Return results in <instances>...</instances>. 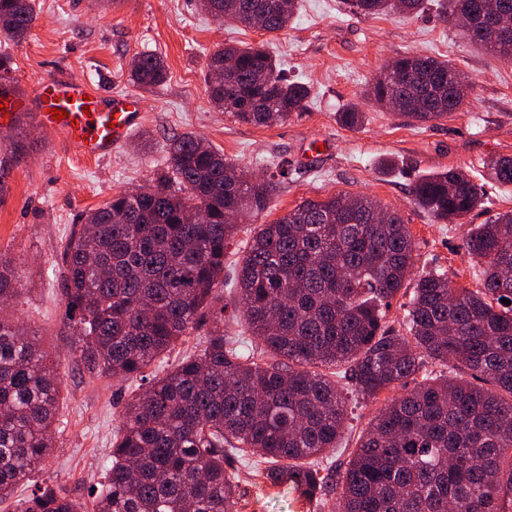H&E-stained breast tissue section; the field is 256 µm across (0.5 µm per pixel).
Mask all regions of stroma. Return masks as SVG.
Returning a JSON list of instances; mask_svg holds the SVG:
<instances>
[{
    "instance_id": "stroma-1",
    "label": "stroma",
    "mask_w": 512,
    "mask_h": 512,
    "mask_svg": "<svg viewBox=\"0 0 512 512\" xmlns=\"http://www.w3.org/2000/svg\"><path fill=\"white\" fill-rule=\"evenodd\" d=\"M37 0L38 18L19 42L0 37V79L31 95L38 82L70 75L105 91L135 94L144 123L112 157L91 160L68 146L50 126L25 121L0 125V254L14 259L27 288L9 311L37 328L45 348L56 354L60 372V423L54 452L0 512H14L40 484H54L92 505L111 465L112 436L137 383L92 377L72 351L66 302L56 264L65 239L85 215L113 195L150 184L167 172V142L191 133L223 151L251 178L271 174L278 159L291 168L269 206L238 217L239 231L224 256V324L243 338L251 333L233 306L237 264L251 233L301 202L338 193L377 197L399 211L416 243L414 271H447L457 286L480 282L459 245L468 227L512 210V187L485 184V163L512 156V61L471 46L459 29L441 24L440 0H426L419 16L391 13L365 18L345 0H299L288 29L274 36L231 23L218 24L199 0ZM268 42L288 78L306 83L304 111L271 126L238 122L210 103L208 58L226 44ZM143 52L162 56L167 79L150 90L135 89L131 60ZM424 54L449 60L471 82L465 105L447 118L411 124L369 97L374 79L396 58ZM360 104L362 125H343L338 114ZM324 142L313 151L314 142ZM460 169L484 183L485 205L461 224H440L416 207L410 187L437 171ZM388 399L367 401L348 394L341 447L329 455L328 470L340 472L358 436ZM239 476V512H336L334 501L315 508L285 488L253 479L247 457L233 461Z\"/></svg>"
}]
</instances>
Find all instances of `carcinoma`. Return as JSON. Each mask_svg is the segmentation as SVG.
<instances>
[{
	"label": "carcinoma",
	"instance_id": "cac0c4a2",
	"mask_svg": "<svg viewBox=\"0 0 512 512\" xmlns=\"http://www.w3.org/2000/svg\"><path fill=\"white\" fill-rule=\"evenodd\" d=\"M213 17L263 31L288 28L298 0H213ZM359 15H418L425 0H346ZM36 0H0V36L24 39ZM483 12L512 18V0H443L438 20ZM468 40L512 59V35ZM234 63L221 83L207 78L213 106L238 121L269 126L306 107L309 87L286 78L267 43L228 45L208 71ZM397 80L376 78L371 96L403 117L428 123L460 109L470 82L452 62L403 55ZM164 59L131 61L139 88L162 84ZM352 104L340 121L356 127ZM168 172L151 191L112 197L75 225L61 252L60 287L87 372L147 381L125 406L111 467L94 512H238L232 459L255 458V476L305 502L337 495L341 512H512V210L470 229L464 257L481 288H459L445 271L416 280L403 331L386 310L414 266L416 245L402 215L368 196L305 200L259 225L235 279V305L254 336L224 330V255L237 227L230 212L263 211L278 180L248 179L224 153L183 134L168 144ZM488 179L512 186V157L486 162ZM485 186L444 170L411 188L414 205L457 224L484 203ZM125 216L124 221L114 217ZM22 274L0 255V303L18 297ZM213 323L199 352L161 372L183 338ZM432 366L427 370L426 366ZM340 367L371 399L421 380L387 401L361 434L336 482L318 459L336 450L346 402ZM482 384H477V381ZM55 361L31 326L0 314V502L30 480L52 451L60 410ZM17 512H83L60 486H39Z\"/></svg>",
	"mask_w": 512,
	"mask_h": 512
}]
</instances>
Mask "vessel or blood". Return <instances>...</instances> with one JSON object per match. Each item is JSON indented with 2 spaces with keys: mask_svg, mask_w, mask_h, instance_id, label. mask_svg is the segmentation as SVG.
<instances>
[{
  "mask_svg": "<svg viewBox=\"0 0 512 512\" xmlns=\"http://www.w3.org/2000/svg\"><path fill=\"white\" fill-rule=\"evenodd\" d=\"M34 106L38 122L52 124L69 146L93 158L111 155L143 118L136 97L108 94L72 76L38 85ZM54 108L66 111V118L52 119Z\"/></svg>",
  "mask_w": 512,
  "mask_h": 512,
  "instance_id": "b4317fda",
  "label": "vessel or blood"
}]
</instances>
